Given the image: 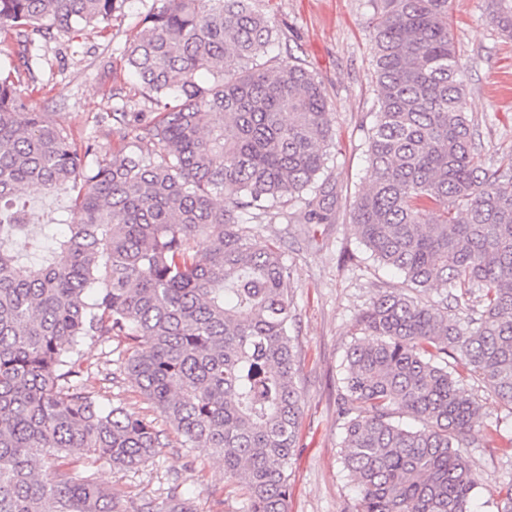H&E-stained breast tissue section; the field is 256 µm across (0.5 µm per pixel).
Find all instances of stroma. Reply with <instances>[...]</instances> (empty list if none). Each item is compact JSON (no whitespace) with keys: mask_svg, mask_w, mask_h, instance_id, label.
<instances>
[{"mask_svg":"<svg viewBox=\"0 0 512 512\" xmlns=\"http://www.w3.org/2000/svg\"><path fill=\"white\" fill-rule=\"evenodd\" d=\"M161 0H124L103 30L78 28L38 42L30 66L19 61L14 40L0 34V70L13 72L19 91L77 142H91L87 164L110 158L125 141L104 122L105 113L142 112L156 106L125 62L140 37L146 15ZM483 0H451V33L462 62L466 110L477 128L488 164L512 155V41L488 24ZM278 26L279 39L265 59L280 67L298 62L322 83L334 114L335 136L326 174L335 186L330 224H289L284 212H301V200L286 202L250 223L253 242H277L290 270L288 294L296 319L291 327L301 355L296 383L303 397L298 446L289 465L287 512H355L359 490L341 460L342 421L338 399L342 362L361 340L360 315L386 291H403L401 272L374 261L351 222L355 195L369 184L366 138L372 127L375 93L371 38L376 10L371 0H257ZM81 181L45 191L25 187L20 197L54 239L69 234L60 217L71 209ZM108 406H121L152 422L162 448L147 466L117 471L83 459L74 477L93 475L120 500L162 499L178 485L195 512H247V504L224 476V464L208 448H185L154 406L126 376L96 382ZM484 421L497 430L492 448L468 454L482 488L473 512H497L499 491L512 485V410L498 405L484 387L471 385Z\"/></svg>","mask_w":512,"mask_h":512,"instance_id":"35a3bbf8","label":"stroma"}]
</instances>
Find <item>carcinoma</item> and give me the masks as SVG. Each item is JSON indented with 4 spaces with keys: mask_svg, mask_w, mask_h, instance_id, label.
I'll return each mask as SVG.
<instances>
[{
    "mask_svg": "<svg viewBox=\"0 0 512 512\" xmlns=\"http://www.w3.org/2000/svg\"><path fill=\"white\" fill-rule=\"evenodd\" d=\"M512 40V0H483ZM119 0H0V28L35 39L109 24ZM373 36L370 183L351 220L411 292L380 294L346 352L343 463L356 512H471L479 478L465 440L481 427L476 379L512 410V164L486 167L465 112L450 0H380ZM279 30L256 0H162L128 68L158 105L136 134L87 167L92 144L0 72V512H126L76 455L118 470L153 460L160 434L98 400L74 355L85 339L133 342L120 371L182 438L210 448L248 512H287L302 396L289 327L288 265L245 224L306 194L302 224H330L322 177L332 117L320 81L263 58ZM83 192L52 248L33 232L24 185ZM27 240L35 261L11 242ZM210 240L200 254L195 241ZM445 287L439 302L425 299ZM471 297L463 311L448 298ZM420 426L402 424L400 416ZM167 512H193L177 488Z\"/></svg>",
    "mask_w": 512,
    "mask_h": 512,
    "instance_id": "obj_1",
    "label": "carcinoma"
}]
</instances>
